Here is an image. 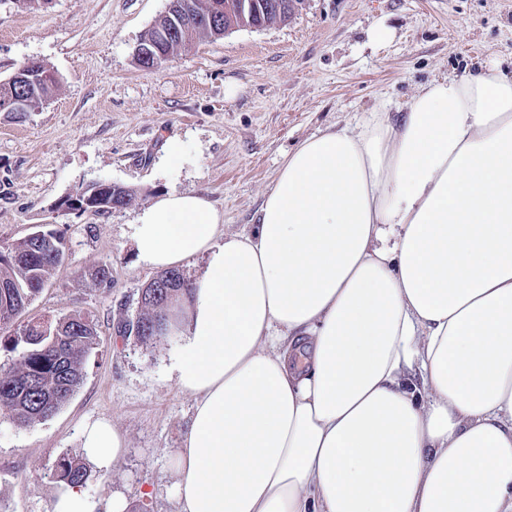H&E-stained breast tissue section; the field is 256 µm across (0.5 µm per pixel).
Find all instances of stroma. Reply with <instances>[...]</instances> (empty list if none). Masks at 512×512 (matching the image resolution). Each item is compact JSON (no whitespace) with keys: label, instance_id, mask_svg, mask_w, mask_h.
Returning <instances> with one entry per match:
<instances>
[{"label":"stroma","instance_id":"35a3bbf8","mask_svg":"<svg viewBox=\"0 0 512 512\" xmlns=\"http://www.w3.org/2000/svg\"><path fill=\"white\" fill-rule=\"evenodd\" d=\"M167 4L0 0V81L31 60L56 79L39 111L0 112V242L61 234L66 261L26 315L80 313L99 332L81 386L55 415L24 426L0 412V512H50L58 459L82 458L80 429L101 418L128 448L111 471L90 470L85 494L178 512L172 462L192 409L174 370L183 339L145 345L116 332L157 275L134 252L141 209L164 192H195L223 212L225 230H242L284 154L311 134L377 106L399 111L419 84L492 59L512 73V0H302L288 24L237 29L143 69L134 51ZM381 28L388 41L376 40ZM98 182L134 189L136 204L61 209ZM101 266L111 287L92 278Z\"/></svg>","mask_w":512,"mask_h":512}]
</instances>
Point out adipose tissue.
<instances>
[{"instance_id": "1", "label": "adipose tissue", "mask_w": 512, "mask_h": 512, "mask_svg": "<svg viewBox=\"0 0 512 512\" xmlns=\"http://www.w3.org/2000/svg\"><path fill=\"white\" fill-rule=\"evenodd\" d=\"M139 264L205 266L172 333L179 512H512V75L419 85L289 151L242 232L172 192ZM80 444L110 471L109 420ZM58 486L51 512H126Z\"/></svg>"}]
</instances>
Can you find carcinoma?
Segmentation results:
<instances>
[{
    "mask_svg": "<svg viewBox=\"0 0 512 512\" xmlns=\"http://www.w3.org/2000/svg\"><path fill=\"white\" fill-rule=\"evenodd\" d=\"M187 19L170 39L161 43L165 60L189 50L203 41L214 40L215 31L208 21L191 7ZM294 11H262L248 26L266 27L286 24ZM48 68L38 63L33 79L24 82L18 98L28 102L30 111L38 109L52 93L55 79L47 76ZM137 193L126 186L113 189L112 206L100 211L106 215L118 208L135 204ZM52 239L26 236L12 243L0 244V329L21 318L36 295L51 281L66 260L63 238L51 232ZM192 283L177 270L160 272L141 289L142 304L138 313L144 329L133 333V325L123 319L117 332L134 336L151 344L168 336L170 321L181 303L190 296ZM16 354L12 366H0V410L9 413L20 425H31L52 417L74 395L83 382L85 360L96 348L99 335L90 318L77 313L58 319L30 320L14 335L0 343ZM54 478L82 487L88 480L87 469L70 457L57 461Z\"/></svg>",
    "mask_w": 512,
    "mask_h": 512,
    "instance_id": "cac0c4a2",
    "label": "carcinoma"
}]
</instances>
